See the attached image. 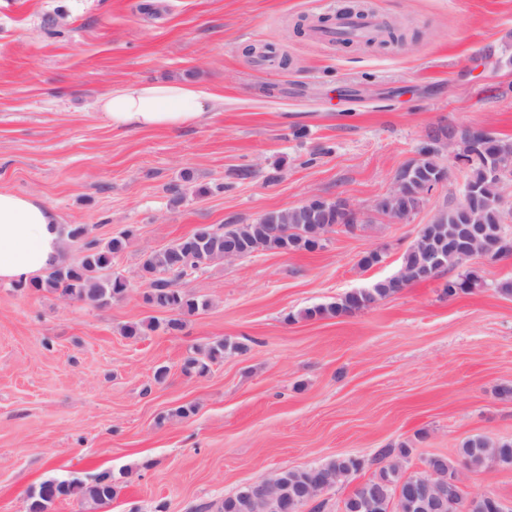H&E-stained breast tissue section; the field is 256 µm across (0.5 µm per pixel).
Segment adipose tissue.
<instances>
[{
    "instance_id": "obj_1",
    "label": "adipose tissue",
    "mask_w": 512,
    "mask_h": 512,
    "mask_svg": "<svg viewBox=\"0 0 512 512\" xmlns=\"http://www.w3.org/2000/svg\"><path fill=\"white\" fill-rule=\"evenodd\" d=\"M96 108L114 129L178 131L223 110L222 97L186 82L123 84L100 94ZM62 219L41 199L0 190V284L26 281L61 261Z\"/></svg>"
}]
</instances>
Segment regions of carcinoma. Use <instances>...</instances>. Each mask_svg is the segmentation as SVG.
I'll list each match as a JSON object with an SVG mask.
<instances>
[{
  "label": "carcinoma",
  "instance_id": "cac0c4a2",
  "mask_svg": "<svg viewBox=\"0 0 512 512\" xmlns=\"http://www.w3.org/2000/svg\"><path fill=\"white\" fill-rule=\"evenodd\" d=\"M504 140L491 136L473 150L465 171L464 185L482 187L484 185V167L493 155L497 145ZM438 151L431 145L421 148L422 178L436 174L441 168L437 160ZM470 208L476 211L473 223L484 224L488 230L499 234L503 232L502 222L497 220L496 210L486 207L477 210V204ZM460 222L454 211L445 214L435 224L423 227L418 236L425 238L420 248H408L402 256L398 271L391 277L375 281L366 288L346 294L334 302L320 304L304 309L301 316L316 319L327 316L351 314L367 308L377 301L396 292V284L405 285L425 280L421 267L426 261L427 248L448 242V237L456 232ZM308 224L302 215L293 209L264 214L257 224H221L208 227V238L202 243L194 242L195 234L183 237V249L175 251L167 246L145 254L140 263L141 277L150 282L145 302L153 307L173 313L165 327L177 330L182 326V317L192 315L208 306L179 285V280L202 269L212 261L224 257L226 244L235 243L241 256L246 257L263 251H313L317 242L308 237ZM66 237L78 244L79 253L70 262L55 264L49 268L45 278L33 285L37 290L60 292L66 299L84 301L105 306L124 297L129 284L125 278L112 273L113 259L123 250L128 234L122 233L101 244L95 238H89V229L84 224H76L66 229ZM483 285L478 269L470 268L456 278L448 280L447 293L455 296L469 293ZM228 344L218 341L205 350L193 351L184 364V370L197 376L210 372L213 364L224 357ZM488 448L498 449L497 458H492ZM409 454V448H382L375 460L380 464L379 474L369 481L368 497L361 503L357 512H390L387 491L400 490L396 503V512H438L434 503L424 496H415L411 489L412 478L405 476L395 460ZM459 456L473 469H481L494 460L500 464L512 465V441L494 442L489 438L476 435L463 442ZM319 474L327 478L330 484L336 479L358 472L361 462L351 457H337L318 465ZM315 477L312 468L285 470L280 473L279 487L274 496L262 495L251 499L246 489L237 491L221 503L219 512H300L307 505L301 491L310 486ZM116 494L115 481L103 475L87 483L77 477L70 479L47 480L28 491L31 512H52L56 501L62 497L76 496L91 505L103 506L112 501Z\"/></svg>",
  "mask_w": 512,
  "mask_h": 512
}]
</instances>
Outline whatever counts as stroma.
<instances>
[{"instance_id":"stroma-1","label":"stroma","mask_w":512,"mask_h":512,"mask_svg":"<svg viewBox=\"0 0 512 512\" xmlns=\"http://www.w3.org/2000/svg\"><path fill=\"white\" fill-rule=\"evenodd\" d=\"M354 7L405 42L296 30ZM154 81L193 84L224 109L178 132H117L92 108L112 86ZM440 126L512 141V0H0V189L96 239L131 234L112 263L129 288L111 305L0 284V512H22L45 480L105 473L119 491L99 512H195L351 456L361 469L323 495V512H342L377 451L404 444L406 473L447 456L470 493L512 512V469L456 456L472 435L512 440V298L495 289L512 257L476 260L484 285L467 294L447 295L450 269L350 315L300 317L394 275L420 226L460 199L445 151L448 177L418 212L372 209ZM314 195L345 199L363 223L332 227L312 252L214 261L183 282L207 308L180 330L124 336L169 318L143 299L144 253ZM371 251L380 262L362 268ZM220 340L209 375L183 372Z\"/></svg>"}]
</instances>
